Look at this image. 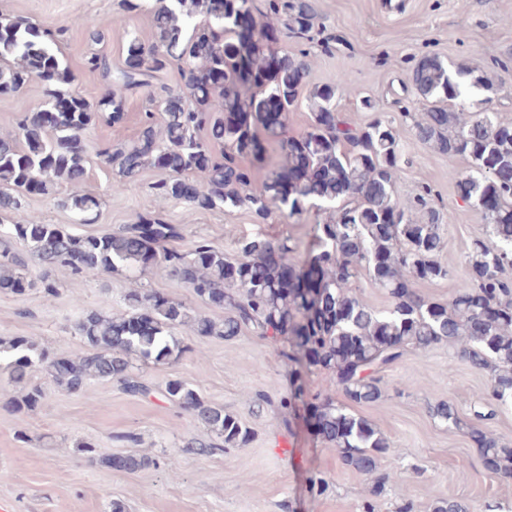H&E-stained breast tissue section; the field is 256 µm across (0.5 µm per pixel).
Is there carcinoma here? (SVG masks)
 I'll return each mask as SVG.
<instances>
[{"instance_id": "1", "label": "carcinoma", "mask_w": 512, "mask_h": 512, "mask_svg": "<svg viewBox=\"0 0 512 512\" xmlns=\"http://www.w3.org/2000/svg\"><path fill=\"white\" fill-rule=\"evenodd\" d=\"M156 2L153 41L129 39L119 77L112 78L107 56L88 58L106 84L95 100L74 89L75 76L50 29L0 18V96L14 95L41 77L48 100L25 113L14 134L0 137V214L18 211L28 194L45 195L57 185L83 180L87 128L99 119L121 122L129 92L150 85L171 61L181 60L179 91L150 98L137 140L98 151L100 161L116 171L117 187L150 168L168 174L158 184L161 194L195 209L244 208L258 224L275 210L288 219L314 210L319 220L313 242L299 264L294 261L299 245L290 237L245 238L232 258L204 239L172 248L184 239L183 225L158 215L139 214L119 231L100 236L76 235L64 224L33 219L0 228V292L26 294L34 286L27 276L31 261L41 265L46 297L60 295L52 277L56 270L85 278L120 266L143 273L161 261L202 302L226 312L221 323L192 318L177 299L134 288L123 297L122 314L81 312L76 334L86 352L78 357L51 353L25 336H0V363L20 387L3 408L13 413L39 408L45 389L31 383L37 369L72 394L102 380L128 396L147 397L153 386L135 361L161 364L185 353L187 347L173 336L180 326L223 339L245 328L289 336L291 344L279 357L294 372L280 406L286 410L305 397L304 372L334 374L344 401L314 395L309 406L317 433L334 445L342 466L370 477L361 512H376V499L399 475L377 470L388 442L352 407L380 400L385 372L408 352L446 344L472 368L488 373L490 384L465 420L450 400L428 404V412L464 431L487 471L511 479L512 447L501 444L489 425L500 408L512 405V123L502 121L487 99L465 106L474 91L492 88L493 80L454 69L436 54L423 55L412 70L418 96L430 103L415 121L416 138L448 157L450 167L460 158L470 162L460 176L470 186L465 204L486 224V237L473 240L468 252L469 278L448 303H437L415 285L449 276L436 260L445 246L443 219L430 191L405 200L396 195L403 158L399 131L379 117L351 124L336 105L346 79L309 88L303 57L273 49L282 30L312 28L311 0H266L257 14L252 0ZM241 62L255 80L237 77ZM303 106L310 112L307 128L286 135L288 114ZM213 143L224 145L221 156L212 153ZM245 157L253 163L242 165ZM61 206L74 223L88 224L100 203L75 194ZM363 272L386 291L385 309L370 307L357 294L354 283ZM162 395L208 432L206 438L185 439L179 451L210 456L249 442V429L192 385L170 379ZM79 448L90 460L119 471L160 464L146 454L100 456L90 442ZM431 512L473 508L448 498L435 502Z\"/></svg>"}]
</instances>
